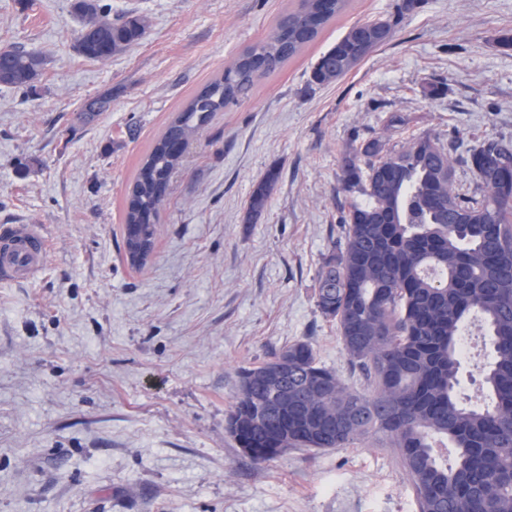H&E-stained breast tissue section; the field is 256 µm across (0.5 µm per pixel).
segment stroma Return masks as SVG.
Here are the masks:
<instances>
[{"label": "stroma", "instance_id": "obj_1", "mask_svg": "<svg viewBox=\"0 0 512 512\" xmlns=\"http://www.w3.org/2000/svg\"><path fill=\"white\" fill-rule=\"evenodd\" d=\"M72 0H0V47L45 58L35 93L0 86V225L44 227L46 267L0 282V512H416L408 471L381 436L291 449L255 464L225 428L238 372L286 344L369 392L315 288L338 245L341 159L355 136L463 132V149L512 142V0H424L394 39L338 81L308 84L352 24L343 15L188 143L139 268L122 212L139 164L183 103L268 37L298 0H107L145 36L112 58L75 50ZM111 95L91 124L86 99ZM280 178L246 223L254 182Z\"/></svg>", "mask_w": 512, "mask_h": 512}]
</instances>
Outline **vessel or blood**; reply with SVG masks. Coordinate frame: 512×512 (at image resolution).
Wrapping results in <instances>:
<instances>
[{
    "mask_svg": "<svg viewBox=\"0 0 512 512\" xmlns=\"http://www.w3.org/2000/svg\"><path fill=\"white\" fill-rule=\"evenodd\" d=\"M47 254L48 241L39 225L0 226V281L32 280L43 270Z\"/></svg>",
    "mask_w": 512,
    "mask_h": 512,
    "instance_id": "obj_1",
    "label": "vessel or blood"
}]
</instances>
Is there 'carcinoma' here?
<instances>
[{
    "instance_id": "1",
    "label": "carcinoma",
    "mask_w": 512,
    "mask_h": 512,
    "mask_svg": "<svg viewBox=\"0 0 512 512\" xmlns=\"http://www.w3.org/2000/svg\"><path fill=\"white\" fill-rule=\"evenodd\" d=\"M347 0H300L263 41L244 50L224 75L194 95L156 139L128 193L123 252L140 267L154 249L161 193L180 165L174 149L216 113L250 97L257 80L279 69L345 8ZM75 49L106 60L145 34L143 18L112 19L101 0H75ZM392 22H356L314 65L309 83L327 85L390 42ZM44 61L20 46L0 48V86L37 89ZM112 102L107 94L77 115L92 123ZM445 142L420 135L391 145L361 139L342 157L338 202L343 236L318 275L316 306L336 323L343 348L373 386L351 390L296 341L239 372L226 428L249 457L263 463L290 448H345L373 434L389 439L411 477L417 512H512V143L487 140L461 158L477 191L453 186ZM279 172L250 192L246 222L265 212ZM477 322L492 338L483 372L484 404L458 392L461 341ZM288 361L271 388L266 370ZM455 448L453 463L439 449Z\"/></svg>"
}]
</instances>
